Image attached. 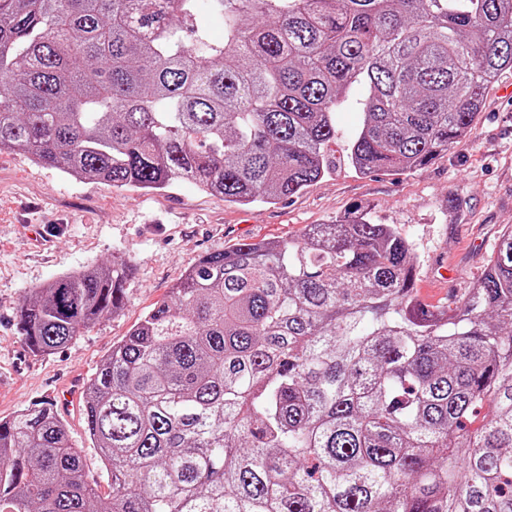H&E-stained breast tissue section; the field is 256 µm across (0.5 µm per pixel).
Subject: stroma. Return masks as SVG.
Returning <instances> with one entry per match:
<instances>
[{"label":"stroma","instance_id":"35a3bbf8","mask_svg":"<svg viewBox=\"0 0 512 512\" xmlns=\"http://www.w3.org/2000/svg\"><path fill=\"white\" fill-rule=\"evenodd\" d=\"M362 114L336 112L333 173L274 204L238 206L182 180L161 191L109 186L0 152V418L34 403L54 404L73 441L88 448L83 391L129 331L168 299L203 255L248 239L285 240L350 212L392 224L413 244L423 303L452 304L483 274L497 238L512 225V72L490 91L462 141L428 166L362 175L343 156ZM120 256L134 268L123 309L72 343L32 353L16 328L28 289Z\"/></svg>","mask_w":512,"mask_h":512}]
</instances>
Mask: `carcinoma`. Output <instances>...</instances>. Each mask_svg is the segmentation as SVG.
Listing matches in <instances>:
<instances>
[{"label":"carcinoma","instance_id":"carcinoma-1","mask_svg":"<svg viewBox=\"0 0 512 512\" xmlns=\"http://www.w3.org/2000/svg\"><path fill=\"white\" fill-rule=\"evenodd\" d=\"M511 71L512 0H0V151L275 203L330 172L343 104L356 171L415 170ZM131 272L29 290L28 349L121 311ZM415 282L356 213L206 254L85 387L110 492L39 403L0 419V512H512V227L454 306Z\"/></svg>","mask_w":512,"mask_h":512}]
</instances>
